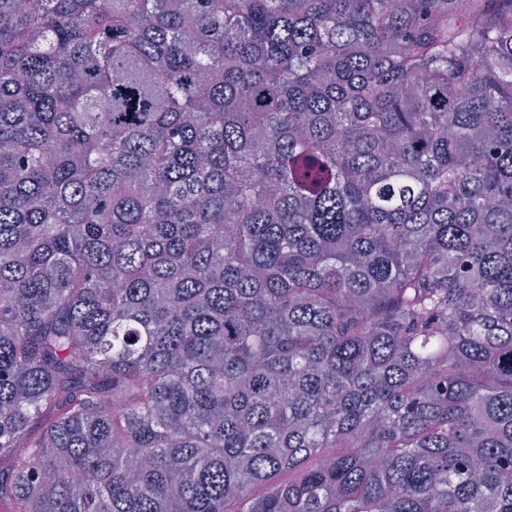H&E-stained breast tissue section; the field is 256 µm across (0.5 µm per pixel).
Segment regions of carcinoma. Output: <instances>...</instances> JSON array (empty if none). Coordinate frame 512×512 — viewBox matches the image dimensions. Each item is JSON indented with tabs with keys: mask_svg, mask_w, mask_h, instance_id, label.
<instances>
[{
	"mask_svg": "<svg viewBox=\"0 0 512 512\" xmlns=\"http://www.w3.org/2000/svg\"><path fill=\"white\" fill-rule=\"evenodd\" d=\"M0 512H512V0H0Z\"/></svg>",
	"mask_w": 512,
	"mask_h": 512,
	"instance_id": "1",
	"label": "carcinoma"
}]
</instances>
